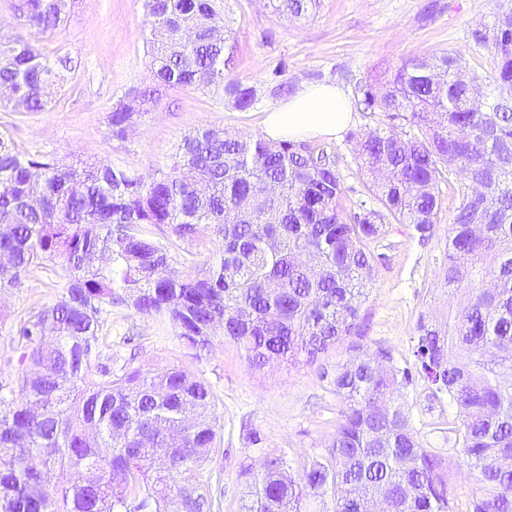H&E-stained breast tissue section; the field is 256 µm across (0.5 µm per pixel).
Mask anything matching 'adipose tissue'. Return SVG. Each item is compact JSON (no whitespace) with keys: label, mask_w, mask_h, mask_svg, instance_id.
<instances>
[{"label":"adipose tissue","mask_w":512,"mask_h":512,"mask_svg":"<svg viewBox=\"0 0 512 512\" xmlns=\"http://www.w3.org/2000/svg\"><path fill=\"white\" fill-rule=\"evenodd\" d=\"M350 118L351 107L345 94L336 86L319 85L267 113L264 131L271 138L331 136L343 131Z\"/></svg>","instance_id":"obj_1"}]
</instances>
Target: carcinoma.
<instances>
[{"mask_svg": "<svg viewBox=\"0 0 512 512\" xmlns=\"http://www.w3.org/2000/svg\"><path fill=\"white\" fill-rule=\"evenodd\" d=\"M319 5L279 0L276 10L298 17ZM142 7L152 81L112 105L111 139L132 132L130 97L143 114L185 87L241 110L256 104V88L228 76L234 37L215 31L224 0ZM66 8L13 0L35 34L60 28ZM473 37L491 49L490 97L480 99L454 50L404 60L359 87V109L383 114V127L346 134L370 191L351 206L326 145L202 126L147 179L24 150L0 130V291L21 289L46 261L67 273L57 303L11 330L19 371L0 377V512H212L216 497L198 471L216 437L214 397L176 366L112 368V346L100 341L112 306L168 319L199 352L220 326L255 367L311 365L360 335L377 261L369 243L391 222L428 240L444 184L455 203L445 283L458 304L441 321L419 319L416 358L430 396L448 395L461 417L462 455L480 472L472 512H512V18ZM72 66L20 33L0 34V103L45 111L58 69ZM453 165L465 176L457 185ZM208 229L223 240L209 274L177 276L170 247ZM351 351L330 381L347 407L326 457L297 480L283 459L267 461L248 512H301L304 497L327 494L333 512H451L448 464L419 443L401 402L411 370L382 346Z\"/></svg>", "mask_w": 512, "mask_h": 512, "instance_id": "obj_1", "label": "carcinoma"}]
</instances>
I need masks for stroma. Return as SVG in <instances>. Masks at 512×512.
Wrapping results in <instances>:
<instances>
[{"instance_id": "obj_1", "label": "stroma", "mask_w": 512, "mask_h": 512, "mask_svg": "<svg viewBox=\"0 0 512 512\" xmlns=\"http://www.w3.org/2000/svg\"><path fill=\"white\" fill-rule=\"evenodd\" d=\"M225 5L224 22L235 39L231 74L257 88L253 108L236 109L202 90H171L155 111L138 119L127 140L109 139L105 117L112 104L149 79L150 27L141 0H79L66 24L39 39L46 54L76 63L62 71L51 109L34 115L1 109L0 127L11 126L18 143L30 150H52L73 162L104 160L149 177L169 163L176 144L195 127L263 135L265 113L280 102L271 83L278 67L290 93L331 84L352 99L358 86L402 60L448 49L462 53L489 94L492 56L475 45L472 33L492 26L512 8V0H321L319 10L305 18L279 15L269 0H225ZM452 221V206L443 205L426 243L411 225H385L375 280L361 305L358 344L385 347L398 366L414 367L420 317L440 319L448 312L443 258ZM65 284L61 264L48 262L30 270L21 291L0 293V376L17 374L14 322L56 303ZM101 335L112 345L113 366L127 363L149 374L174 365L214 393L218 442L203 473L212 480L218 512H245L254 477L267 460L286 458L297 478L326 456L345 407L328 374L348 359L345 346L330 349L312 365L257 369L224 337L199 353L168 322L121 305L113 307ZM428 394L427 380L415 376L404 392L410 426L423 447L448 463L452 512H470L478 483L460 452V419L448 399L434 402Z\"/></svg>"}]
</instances>
